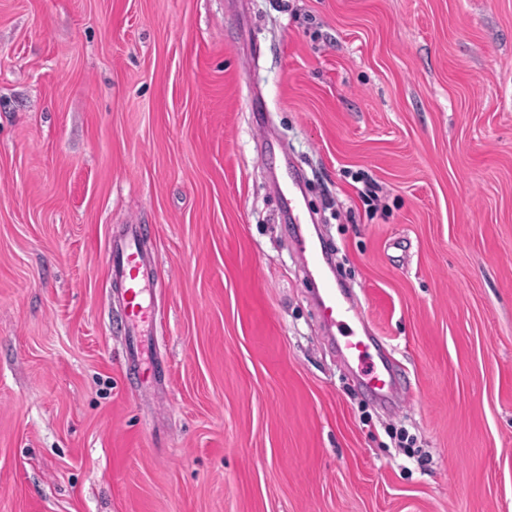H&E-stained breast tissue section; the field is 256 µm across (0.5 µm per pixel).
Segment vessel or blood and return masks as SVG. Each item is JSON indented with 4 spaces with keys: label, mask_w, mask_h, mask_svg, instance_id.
Returning <instances> with one entry per match:
<instances>
[{
    "label": "vessel or blood",
    "mask_w": 512,
    "mask_h": 512,
    "mask_svg": "<svg viewBox=\"0 0 512 512\" xmlns=\"http://www.w3.org/2000/svg\"><path fill=\"white\" fill-rule=\"evenodd\" d=\"M145 231V225H129L124 235L110 244L112 278L122 287L121 300L125 304L122 331L127 336L143 335L155 320L152 308L155 285L147 276V263L139 252V242ZM296 242L308 259L311 278L321 281L317 306L322 320L329 328L338 331L339 347L346 359L355 363L356 373L363 383L380 397H387L394 389L396 377L387 360L373 361L368 325L356 315L349 298L337 292L330 280L324 279V256L305 230H298Z\"/></svg>",
    "instance_id": "1"
}]
</instances>
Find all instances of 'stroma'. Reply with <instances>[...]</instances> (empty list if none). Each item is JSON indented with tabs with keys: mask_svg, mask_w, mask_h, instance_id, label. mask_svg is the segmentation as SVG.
Listing matches in <instances>:
<instances>
[{
	"mask_svg": "<svg viewBox=\"0 0 512 512\" xmlns=\"http://www.w3.org/2000/svg\"><path fill=\"white\" fill-rule=\"evenodd\" d=\"M0 512H512V0H0ZM145 231L143 224H130L125 234L110 244L112 279L120 283L121 301L125 302L122 331L126 336H142L155 321L152 293L156 285L148 278L147 263L139 252ZM296 242L308 259L309 275L320 280L317 288V306L322 320L330 329H337L340 350L346 359L356 364V374L364 384L382 398L393 392L396 377L388 361L378 356L379 365L370 352L372 333L368 325L356 315L349 298L323 277L324 253H319L314 240L309 237L301 224H297Z\"/></svg>",
	"mask_w": 512,
	"mask_h": 512,
	"instance_id": "stroma-1",
	"label": "stroma"
}]
</instances>
